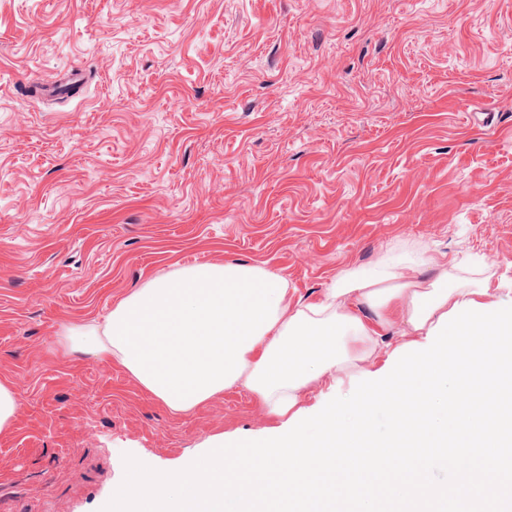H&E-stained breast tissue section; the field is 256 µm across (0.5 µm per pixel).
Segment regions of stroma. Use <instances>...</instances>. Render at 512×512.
<instances>
[{
    "instance_id": "obj_1",
    "label": "stroma",
    "mask_w": 512,
    "mask_h": 512,
    "mask_svg": "<svg viewBox=\"0 0 512 512\" xmlns=\"http://www.w3.org/2000/svg\"><path fill=\"white\" fill-rule=\"evenodd\" d=\"M72 68V98L24 95ZM421 255L512 299V0H0V512H101L125 455L277 424L241 386L172 414L62 326L196 262L305 302ZM18 406V392L8 381H0V434L9 433L14 427Z\"/></svg>"
}]
</instances>
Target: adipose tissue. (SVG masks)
Here are the masks:
<instances>
[{"instance_id": "obj_1", "label": "adipose tissue", "mask_w": 512, "mask_h": 512, "mask_svg": "<svg viewBox=\"0 0 512 512\" xmlns=\"http://www.w3.org/2000/svg\"><path fill=\"white\" fill-rule=\"evenodd\" d=\"M490 288L444 262L432 278L397 265L341 271L322 297L295 303L287 279L263 266L200 264L148 279L103 322L67 325L59 341L118 364L173 413L242 385L285 422L314 382L361 374L383 329L426 336L454 304Z\"/></svg>"}]
</instances>
